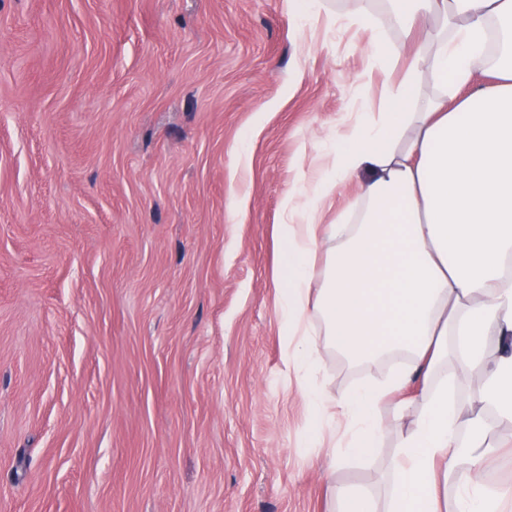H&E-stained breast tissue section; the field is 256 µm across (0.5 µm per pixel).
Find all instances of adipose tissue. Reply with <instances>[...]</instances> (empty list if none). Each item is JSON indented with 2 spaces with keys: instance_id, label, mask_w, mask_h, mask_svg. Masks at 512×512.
<instances>
[{
  "instance_id": "1",
  "label": "adipose tissue",
  "mask_w": 512,
  "mask_h": 512,
  "mask_svg": "<svg viewBox=\"0 0 512 512\" xmlns=\"http://www.w3.org/2000/svg\"><path fill=\"white\" fill-rule=\"evenodd\" d=\"M397 4L422 38L403 79L337 145L313 194L283 202L284 360L319 420L344 416L348 455L383 439L384 404L415 412L383 504L338 486L342 512H497L506 492L479 476L512 426V0ZM428 77L437 90L411 111ZM348 182L354 201L317 223V197ZM491 333L504 351L490 363ZM326 351L396 366L334 400L317 382ZM474 376L494 421L465 416L448 389Z\"/></svg>"
}]
</instances>
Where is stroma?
<instances>
[{"label": "stroma", "instance_id": "stroma-1", "mask_svg": "<svg viewBox=\"0 0 512 512\" xmlns=\"http://www.w3.org/2000/svg\"><path fill=\"white\" fill-rule=\"evenodd\" d=\"M378 0H0V512H340L276 226L380 109ZM332 397L388 362L329 356Z\"/></svg>", "mask_w": 512, "mask_h": 512}]
</instances>
